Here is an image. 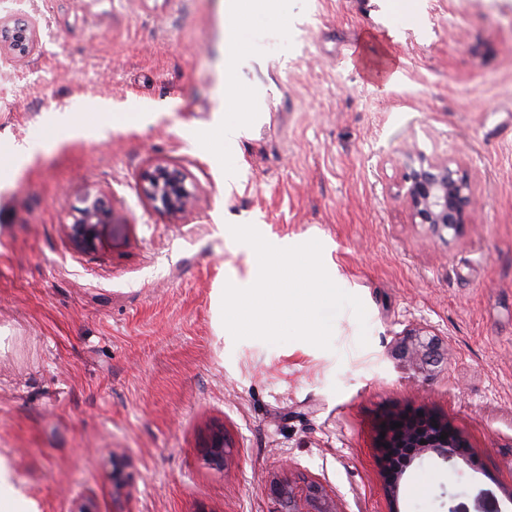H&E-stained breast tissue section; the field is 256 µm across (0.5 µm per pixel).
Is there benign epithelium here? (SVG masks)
Masks as SVG:
<instances>
[{
	"instance_id": "1",
	"label": "benign epithelium",
	"mask_w": 512,
	"mask_h": 512,
	"mask_svg": "<svg viewBox=\"0 0 512 512\" xmlns=\"http://www.w3.org/2000/svg\"><path fill=\"white\" fill-rule=\"evenodd\" d=\"M34 40L32 22L19 18L0 21V45L25 54ZM402 155V197L412 223L428 226L439 239L445 230L459 233L472 220L477 205L467 173L446 158H428L414 149H406ZM140 191L156 210L171 217L187 212L194 201L193 191L186 186V176L175 163H158L145 169L140 176ZM111 223L112 209L105 199L85 200L84 206L76 210L70 227L74 246L82 251L93 250ZM393 356L416 375L426 378L444 362L442 340L427 328L416 327L398 342ZM395 423L399 427L391 428ZM380 432L384 433L379 438L381 448H413L420 453L435 450L448 459L463 455L467 448L463 436L435 415L395 411L386 416ZM230 447L224 432L219 431L203 443V455L210 466L222 470ZM273 493L283 503L281 512H344L339 497L329 495L318 482H309L300 489L276 484Z\"/></svg>"
}]
</instances>
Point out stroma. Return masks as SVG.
I'll list each match as a JSON object with an SVG mask.
<instances>
[{"mask_svg": "<svg viewBox=\"0 0 512 512\" xmlns=\"http://www.w3.org/2000/svg\"><path fill=\"white\" fill-rule=\"evenodd\" d=\"M33 21L0 50V156L38 150L0 185V457L38 512H277L271 482H320L346 512H512V0H285L254 15L234 75L258 95L251 139H206L221 107L224 0H0ZM110 128L60 131L59 116ZM413 147L466 170L481 209L440 240L400 192ZM177 162L194 189L176 218L139 192ZM112 203L95 250L68 226ZM318 240L358 296L332 347L234 341L214 302L244 253ZM424 324L451 356L425 381L391 350ZM367 345H360V336ZM446 419L468 443L426 452L386 494L376 425ZM222 427L224 470L201 444ZM126 487L112 495V469ZM35 40V26L25 19L0 21V47L2 44L13 52L25 54L29 52Z\"/></svg>", "mask_w": 512, "mask_h": 512, "instance_id": "obj_1", "label": "stroma"}]
</instances>
